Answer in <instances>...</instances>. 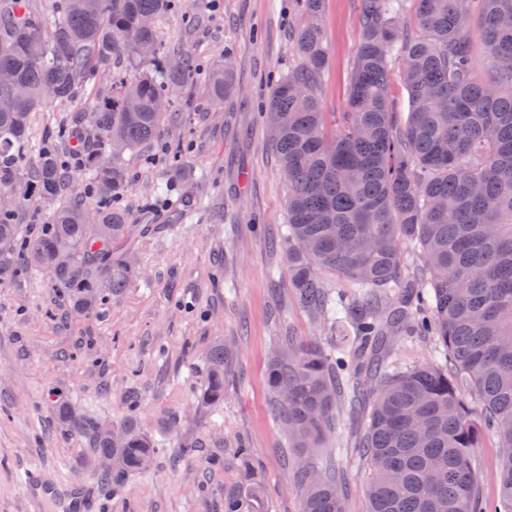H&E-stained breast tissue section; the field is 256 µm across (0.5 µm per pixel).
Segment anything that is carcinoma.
Returning a JSON list of instances; mask_svg holds the SVG:
<instances>
[{"label":"carcinoma","instance_id":"cac0c4a2","mask_svg":"<svg viewBox=\"0 0 512 512\" xmlns=\"http://www.w3.org/2000/svg\"><path fill=\"white\" fill-rule=\"evenodd\" d=\"M302 25L292 32L297 63L274 84L263 117L279 127L272 145L288 183L282 247L288 279L302 306L326 317L341 308L353 336L325 348L313 338L283 336L267 369L279 420L305 454L334 431L336 402L352 388L369 422L359 442L370 468L368 512H488L472 466L483 427L506 448L498 498L512 512V0H414L416 26L404 22L407 0H361V40L339 125L329 130L318 86L326 65L321 0H298ZM175 0H51L49 25L29 0H0V72L25 95L0 110V187L16 204L31 193L55 200L75 173L61 163L55 137L84 155L99 197L74 196L57 208L26 246L31 266L47 272L88 313L117 297L136 275L112 259L128 214L112 208L127 186L125 152L161 135L177 90L200 77L193 53L164 47L156 22ZM484 51L482 69L474 45ZM410 99L399 127L389 96L391 65ZM112 77L90 111L83 138L85 90ZM204 90L214 104L236 92L232 67L213 65ZM69 112L26 161L33 113ZM27 167L29 184L18 182ZM19 225L0 208V285L16 277ZM421 246L424 274L406 271L400 242ZM346 284L332 297L319 271ZM368 294L374 305L357 297ZM412 322L442 347L446 363L384 361L394 337ZM233 351L218 340L206 359L201 403L224 402ZM472 388L484 423L462 397ZM138 394L127 416L107 427L74 411L62 394L55 419L85 437L90 460L111 459L103 477L119 485L145 468L157 443L140 431ZM301 512H339L343 496L333 464L292 461ZM224 512H267L261 484L245 474L224 488Z\"/></svg>","mask_w":512,"mask_h":512}]
</instances>
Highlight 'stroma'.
<instances>
[{
	"label": "stroma",
	"instance_id": "obj_1",
	"mask_svg": "<svg viewBox=\"0 0 512 512\" xmlns=\"http://www.w3.org/2000/svg\"><path fill=\"white\" fill-rule=\"evenodd\" d=\"M159 22L162 44L192 46L201 70L231 60L237 87L223 105L195 88L167 114L162 135L124 155L129 186L112 199L130 213L129 236L114 244L138 273L117 298L91 313L40 270L0 286V512H25L20 477L39 467L55 479L94 477L85 438L57 422L47 398L59 389L74 409L102 424L128 412L137 390L140 430L163 449L146 470L108 487V512H224V488L251 473L268 512H300L288 464L295 454L276 420L266 382L280 337L351 335L329 328L297 302L284 254L288 186L261 117L272 85L296 61L290 31L295 0H188ZM360 0H323L328 64L318 89L329 119L344 111L361 39ZM182 144L185 174L166 147ZM235 351L234 377L220 407L201 404L215 340ZM362 414L336 406V431L316 461H335L346 512H367L370 470L358 452ZM250 451L241 464L235 450ZM504 450L485 433L473 467L497 497Z\"/></svg>",
	"mask_w": 512,
	"mask_h": 512
}]
</instances>
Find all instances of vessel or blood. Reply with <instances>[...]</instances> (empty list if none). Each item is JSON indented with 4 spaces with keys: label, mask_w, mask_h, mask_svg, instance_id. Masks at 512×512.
I'll use <instances>...</instances> for the list:
<instances>
[{
    "label": "vessel or blood",
    "mask_w": 512,
    "mask_h": 512,
    "mask_svg": "<svg viewBox=\"0 0 512 512\" xmlns=\"http://www.w3.org/2000/svg\"><path fill=\"white\" fill-rule=\"evenodd\" d=\"M22 498L33 512H45L49 501L64 499L68 503L67 512H104L105 502L98 484L82 479L72 482L65 489H58L49 480L44 470L26 469L21 480Z\"/></svg>",
    "instance_id": "1"
}]
</instances>
